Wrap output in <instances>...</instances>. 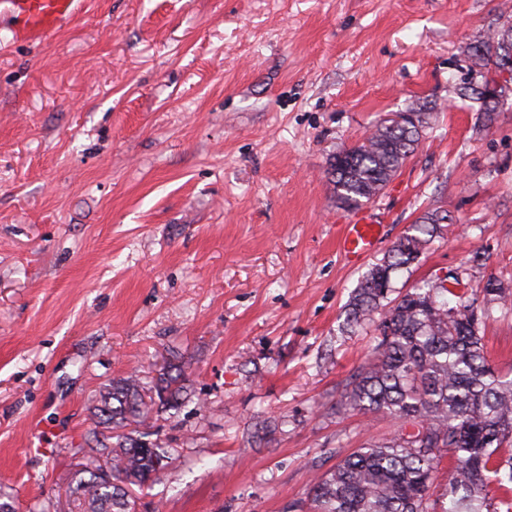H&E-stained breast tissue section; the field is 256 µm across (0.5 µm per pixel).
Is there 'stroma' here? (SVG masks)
<instances>
[{
  "instance_id": "1",
  "label": "stroma",
  "mask_w": 512,
  "mask_h": 512,
  "mask_svg": "<svg viewBox=\"0 0 512 512\" xmlns=\"http://www.w3.org/2000/svg\"><path fill=\"white\" fill-rule=\"evenodd\" d=\"M512 0H85L42 42H0V495L80 512L89 408L131 372L189 367L143 430L164 469L135 512H295L314 475L391 437L340 405L372 326L362 276L427 210L452 216L406 289L444 273L512 288V95L493 127L456 88ZM428 101L422 147L362 211L353 263L327 176L379 119ZM482 260H474V252ZM487 357L512 373V310ZM369 215L360 224H346L338 237L340 252L346 257L370 256L382 235L383 224Z\"/></svg>"
}]
</instances>
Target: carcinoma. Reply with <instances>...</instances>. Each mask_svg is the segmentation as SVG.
<instances>
[{"label":"carcinoma","instance_id":"cac0c4a2","mask_svg":"<svg viewBox=\"0 0 512 512\" xmlns=\"http://www.w3.org/2000/svg\"><path fill=\"white\" fill-rule=\"evenodd\" d=\"M509 45L508 19L469 52L471 81L494 80ZM457 94L478 101L483 126L492 125L499 103L469 86L458 87ZM409 110L412 118L404 125L377 128L330 158L338 206L354 210L373 200L417 151L435 107L417 102ZM447 218L437 210L419 216L352 294L347 324L372 321L376 336L369 358L345 386L342 405L385 415L397 429L316 476L308 512H432L429 483L446 455L453 467L441 512H512V456L503 455L512 447V378L490 368L475 313L479 299L511 306L512 292L490 276L471 293L429 280L391 297L390 275L418 261ZM188 382L185 366L170 364L148 386L131 373L103 387L90 418L97 451L110 467L89 471L82 485L84 512H131L122 485L148 482L168 450L127 428L177 409Z\"/></svg>","mask_w":512,"mask_h":512}]
</instances>
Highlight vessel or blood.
Instances as JSON below:
<instances>
[{
    "label": "vessel or blood",
    "instance_id": "vessel-or-blood-1",
    "mask_svg": "<svg viewBox=\"0 0 512 512\" xmlns=\"http://www.w3.org/2000/svg\"><path fill=\"white\" fill-rule=\"evenodd\" d=\"M82 0H0V16H9L12 40L36 42L72 22ZM382 235L376 218L368 216L358 224L346 225L338 238L340 252L347 257L370 256Z\"/></svg>",
    "mask_w": 512,
    "mask_h": 512
}]
</instances>
